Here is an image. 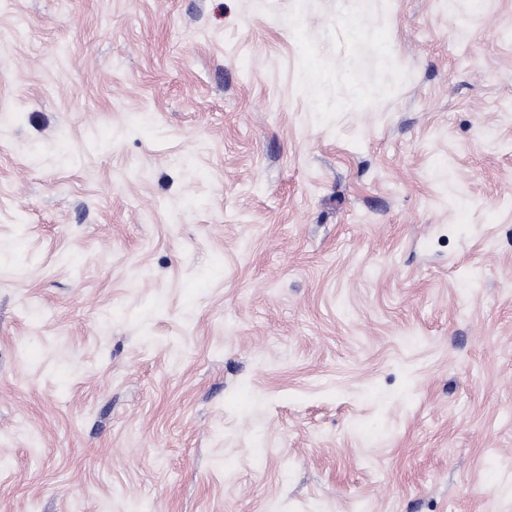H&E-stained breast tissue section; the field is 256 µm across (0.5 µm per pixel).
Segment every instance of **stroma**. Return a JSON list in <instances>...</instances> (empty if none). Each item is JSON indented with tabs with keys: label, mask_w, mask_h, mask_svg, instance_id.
I'll use <instances>...</instances> for the list:
<instances>
[{
	"label": "stroma",
	"mask_w": 512,
	"mask_h": 512,
	"mask_svg": "<svg viewBox=\"0 0 512 512\" xmlns=\"http://www.w3.org/2000/svg\"><path fill=\"white\" fill-rule=\"evenodd\" d=\"M0 512H512V0H0Z\"/></svg>",
	"instance_id": "1"
}]
</instances>
